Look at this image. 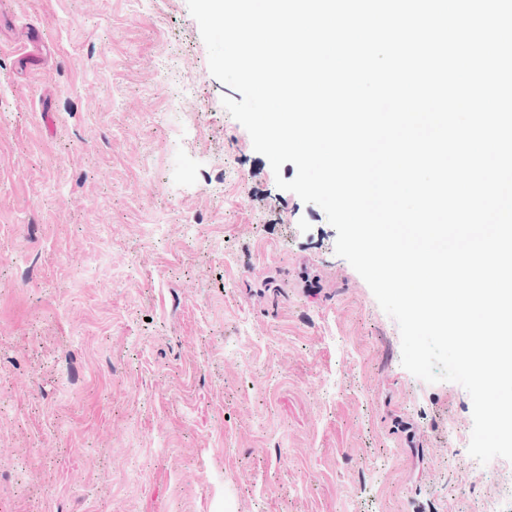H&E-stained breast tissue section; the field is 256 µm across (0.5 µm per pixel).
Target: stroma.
Returning <instances> with one entry per match:
<instances>
[{
	"mask_svg": "<svg viewBox=\"0 0 512 512\" xmlns=\"http://www.w3.org/2000/svg\"><path fill=\"white\" fill-rule=\"evenodd\" d=\"M5 2L0 512H512L187 0Z\"/></svg>",
	"mask_w": 512,
	"mask_h": 512,
	"instance_id": "35a3bbf8",
	"label": "stroma"
}]
</instances>
